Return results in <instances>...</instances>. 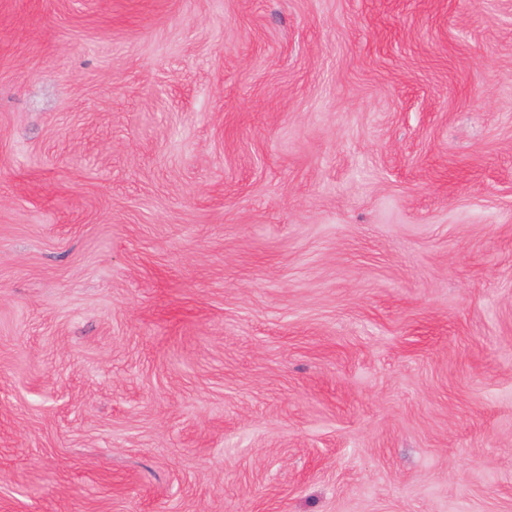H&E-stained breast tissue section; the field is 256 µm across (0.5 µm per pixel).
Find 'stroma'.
Instances as JSON below:
<instances>
[{
	"instance_id": "35a3bbf8",
	"label": "stroma",
	"mask_w": 512,
	"mask_h": 512,
	"mask_svg": "<svg viewBox=\"0 0 512 512\" xmlns=\"http://www.w3.org/2000/svg\"><path fill=\"white\" fill-rule=\"evenodd\" d=\"M0 512H512V0H0Z\"/></svg>"
}]
</instances>
